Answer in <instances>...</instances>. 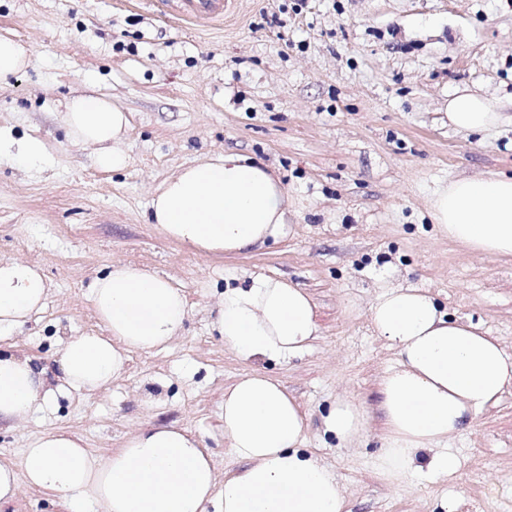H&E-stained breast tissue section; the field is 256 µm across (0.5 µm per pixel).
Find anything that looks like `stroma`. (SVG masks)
<instances>
[{
    "label": "stroma",
    "mask_w": 512,
    "mask_h": 512,
    "mask_svg": "<svg viewBox=\"0 0 512 512\" xmlns=\"http://www.w3.org/2000/svg\"><path fill=\"white\" fill-rule=\"evenodd\" d=\"M0 35L31 56L0 85V126L39 136L51 155L38 171L0 163V257L38 265L51 285L43 309L0 346L49 364L58 331L103 335L88 285L115 263L169 278L189 306L171 343L130 353L106 389L1 426L0 459L18 460L53 431L105 457L138 427L177 424L219 473L238 470L219 413L246 367L214 330L212 308L225 286L266 274L315 304L310 348L262 369L301 405L305 445L336 472L349 512H439L445 495L457 512H512V389L449 440L455 482L378 478L379 378L398 356L366 315L384 284L423 288L512 353V257L464 250L428 214L449 180L512 174L511 123L464 133L447 114L463 86L512 114V0H238L235 16L209 29L148 0H0ZM90 83L128 114L125 170L101 169L93 147L65 132L60 101ZM228 151L279 173L289 234L205 257L151 224L149 202L183 167ZM343 395L368 420L349 448L322 432Z\"/></svg>",
    "instance_id": "35a3bbf8"
}]
</instances>
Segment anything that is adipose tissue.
<instances>
[{
    "label": "adipose tissue",
    "mask_w": 512,
    "mask_h": 512,
    "mask_svg": "<svg viewBox=\"0 0 512 512\" xmlns=\"http://www.w3.org/2000/svg\"><path fill=\"white\" fill-rule=\"evenodd\" d=\"M495 102L462 89L448 99V123L460 131L497 127ZM69 137L93 146L98 165L124 169L120 147L125 112L97 93L66 99ZM49 159L38 137L0 128V163L41 165ZM291 200L279 178L247 157L224 153L185 167L152 196L150 221L169 238L203 255L241 254L284 238ZM429 214L437 231L470 251L512 257V177L457 178L438 187ZM49 285L36 267L0 259V335L39 310ZM103 336L71 333L60 340L55 367L26 354L0 351V424L19 425L58 398L88 396L125 371L131 351L165 347L182 329L188 303L168 279L146 268L116 264L89 285ZM315 304L287 281L253 275L226 287L212 322L224 345L252 370L224 391V436L242 468L218 478L211 455L174 424L138 428L112 455H92L67 433L35 438L19 462L0 461V506L23 487L62 495L73 512H347L331 467L304 446L298 402L260 366L287 361L316 336ZM378 336L398 354L379 383L387 433L376 459L380 478L399 484L426 472L455 479L459 460L451 436L512 388V354L471 323L449 319L422 289L387 285L368 310ZM366 413L340 399L322 418L326 435L352 445L366 432Z\"/></svg>",
    "instance_id": "1"
}]
</instances>
